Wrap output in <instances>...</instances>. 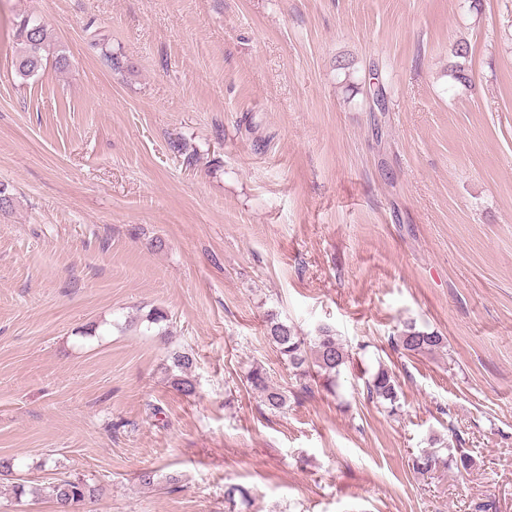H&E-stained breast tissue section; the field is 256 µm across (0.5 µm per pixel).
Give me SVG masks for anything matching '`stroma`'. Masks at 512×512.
I'll use <instances>...</instances> for the list:
<instances>
[{"label":"stroma","mask_w":512,"mask_h":512,"mask_svg":"<svg viewBox=\"0 0 512 512\" xmlns=\"http://www.w3.org/2000/svg\"><path fill=\"white\" fill-rule=\"evenodd\" d=\"M24 15L54 39L27 79ZM0 183V512L62 475L97 487L73 512H512V0H0ZM271 313L335 329V392ZM408 324L447 347L401 353ZM268 316L267 338L292 368L299 389L304 393L311 392L309 381L315 380L313 371L316 377H322L326 387L334 388L342 367L349 361L348 350L334 330L323 325L316 336L309 338L277 316ZM172 359L173 366L180 372V375H174V385L186 396L194 394L195 384L188 376L193 365L192 357L188 353H174ZM246 385L261 398L270 411H281L288 403V394L269 378L266 369L257 364L253 365L245 376ZM369 397L389 414H396L401 408L399 385L394 374L381 366L366 383Z\"/></svg>","instance_id":"35a3bbf8"}]
</instances>
